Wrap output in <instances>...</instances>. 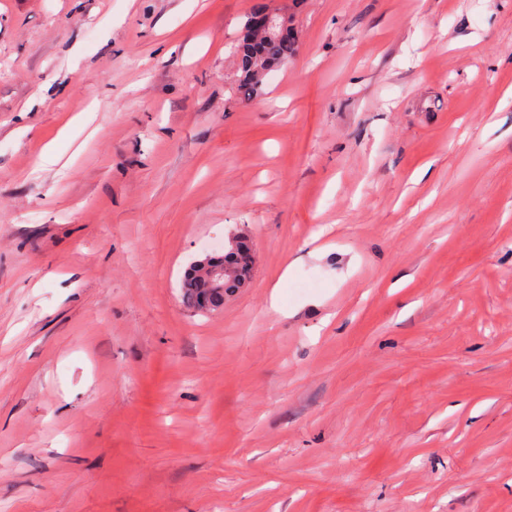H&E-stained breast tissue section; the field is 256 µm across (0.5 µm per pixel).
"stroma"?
Instances as JSON below:
<instances>
[{"instance_id":"35a3bbf8","label":"stroma","mask_w":512,"mask_h":512,"mask_svg":"<svg viewBox=\"0 0 512 512\" xmlns=\"http://www.w3.org/2000/svg\"><path fill=\"white\" fill-rule=\"evenodd\" d=\"M255 2L0 0V512H512V0ZM271 13L283 27L287 26L285 19L277 13L269 12L265 6H256L246 16L241 40L234 46L233 53L238 58L240 76L237 79V88L247 91L248 97L259 94L263 76L275 66L287 64L296 51V39L288 35L280 39L260 36L251 25L257 13ZM244 236H234V240L229 239L227 245V251L218 258L225 259V261H231L234 266L238 267L242 271V279L230 281L224 276L230 273V269L223 264L208 266L210 270L209 284L212 288H207L208 282L206 281L203 274L194 275L193 273H186L185 270L183 281H182V302L188 307L193 308L199 312H211L204 311L202 308V302L208 301L215 306V309L224 307V294H232L238 288L241 287L242 281L247 278L250 272L249 267V253L251 247ZM217 288H224L221 292Z\"/></svg>"}]
</instances>
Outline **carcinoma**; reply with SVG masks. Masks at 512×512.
Segmentation results:
<instances>
[{
	"mask_svg": "<svg viewBox=\"0 0 512 512\" xmlns=\"http://www.w3.org/2000/svg\"><path fill=\"white\" fill-rule=\"evenodd\" d=\"M266 11L264 6H256L246 16L241 40L234 46L233 53L238 58L240 76L237 88L247 91L253 97L259 94L263 76L275 66H281L293 57L296 51V40L291 35L281 38L262 37L251 25L256 14ZM251 247L243 236H236L228 242L227 251L222 258L234 263L242 271V279L225 280L224 290L208 287L204 275L184 274L182 281V302L199 312L203 311L202 302L208 301L215 308L224 307V296L234 293L242 285V280L250 272L249 253Z\"/></svg>",
	"mask_w": 512,
	"mask_h": 512,
	"instance_id": "1",
	"label": "carcinoma"
}]
</instances>
